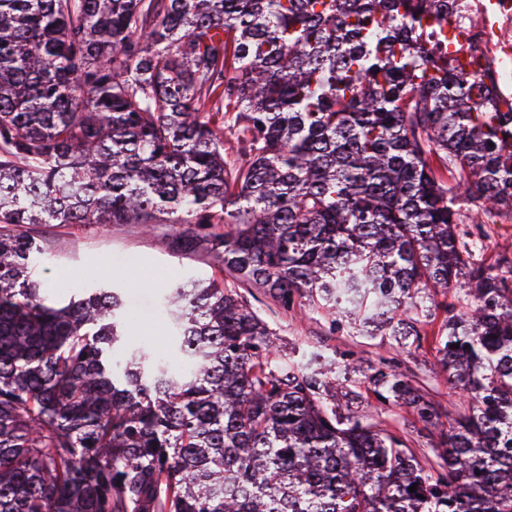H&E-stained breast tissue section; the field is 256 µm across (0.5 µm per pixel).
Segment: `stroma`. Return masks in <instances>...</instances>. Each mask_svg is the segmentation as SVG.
I'll list each match as a JSON object with an SVG mask.
<instances>
[{"label":"stroma","mask_w":512,"mask_h":512,"mask_svg":"<svg viewBox=\"0 0 512 512\" xmlns=\"http://www.w3.org/2000/svg\"><path fill=\"white\" fill-rule=\"evenodd\" d=\"M462 232L479 235L480 257L491 265H512V222L465 224ZM35 231L47 244L37 275L53 288H90L115 282L124 287L126 308L132 318V334L140 340L154 335L161 323L159 300L164 288L183 276L223 278L207 252L175 257L168 248V224H41ZM254 308L275 333L283 352L320 350L325 355H347L373 365L400 368L443 407L452 409L457 396L444 373L435 366L434 343L440 321L423 326L421 343L409 349L393 345L386 336H367L349 326L332 330L327 316L305 308L284 312L268 297Z\"/></svg>","instance_id":"obj_1"}]
</instances>
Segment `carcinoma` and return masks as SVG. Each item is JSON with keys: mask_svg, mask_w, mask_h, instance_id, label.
Masks as SVG:
<instances>
[{"mask_svg": "<svg viewBox=\"0 0 512 512\" xmlns=\"http://www.w3.org/2000/svg\"><path fill=\"white\" fill-rule=\"evenodd\" d=\"M446 11L0 0V512H512V269L459 230L512 219V104L442 51ZM164 215L173 255L403 348L464 284L435 350L467 408L369 376L433 456L337 403L356 364L282 356L223 282H173L161 349L131 347L122 289L55 295L19 229Z\"/></svg>", "mask_w": 512, "mask_h": 512, "instance_id": "obj_1", "label": "carcinoma"}]
</instances>
